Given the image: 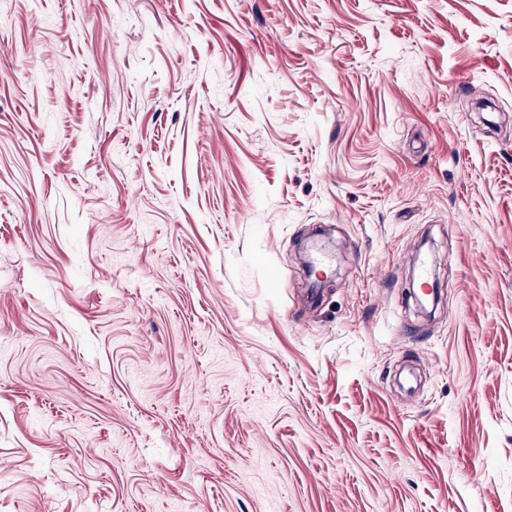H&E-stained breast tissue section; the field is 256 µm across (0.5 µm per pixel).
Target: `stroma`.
Returning a JSON list of instances; mask_svg holds the SVG:
<instances>
[{
  "label": "stroma",
  "instance_id": "35a3bbf8",
  "mask_svg": "<svg viewBox=\"0 0 512 512\" xmlns=\"http://www.w3.org/2000/svg\"><path fill=\"white\" fill-rule=\"evenodd\" d=\"M0 512H512V0H0Z\"/></svg>",
  "mask_w": 512,
  "mask_h": 512
}]
</instances>
